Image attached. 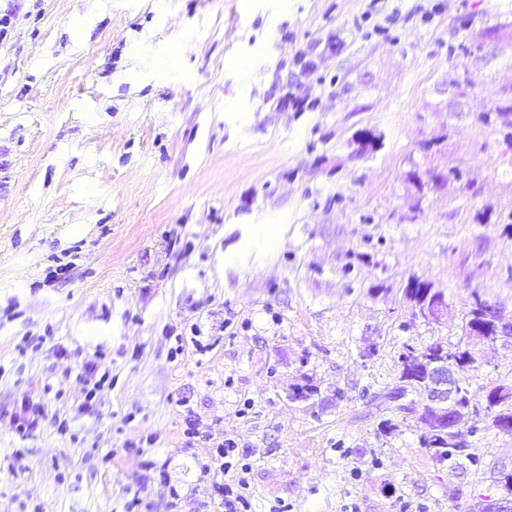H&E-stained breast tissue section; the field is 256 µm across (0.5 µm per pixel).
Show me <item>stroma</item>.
Returning <instances> with one entry per match:
<instances>
[{"instance_id":"35a3bbf8","label":"stroma","mask_w":512,"mask_h":512,"mask_svg":"<svg viewBox=\"0 0 512 512\" xmlns=\"http://www.w3.org/2000/svg\"><path fill=\"white\" fill-rule=\"evenodd\" d=\"M5 13L0 512H122L135 495L168 512L140 488L143 459L178 512H224L210 483L227 439L251 464L252 512L506 497L512 436L490 423L454 470L420 448L417 416L378 427L404 345L470 348L476 294L512 313V162L481 120L512 91V0H0ZM461 43L470 56L451 54ZM300 55L315 105L284 110ZM362 129L378 137L364 152ZM412 169L448 180L420 190ZM414 280L447 316L417 313ZM92 363L114 380L84 412ZM464 376L512 385V337ZM25 395L43 417L22 438ZM406 295L415 303V308H418L421 315L424 311L434 312L448 308V303L445 301L443 294L439 291H433L431 284L427 282H410L406 288Z\"/></svg>"}]
</instances>
